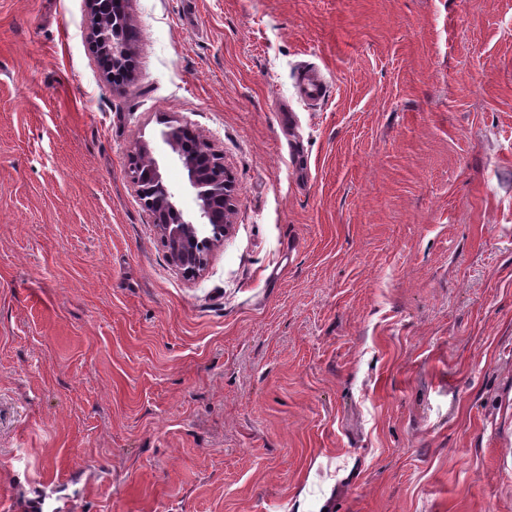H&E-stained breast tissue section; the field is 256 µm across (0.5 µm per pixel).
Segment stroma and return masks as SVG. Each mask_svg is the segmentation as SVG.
<instances>
[{"mask_svg":"<svg viewBox=\"0 0 512 512\" xmlns=\"http://www.w3.org/2000/svg\"><path fill=\"white\" fill-rule=\"evenodd\" d=\"M0 0V512H512V0ZM328 87L303 101L301 74ZM235 176L183 278L126 174ZM129 0H119L121 12L115 16L111 12L112 0H86L89 20V37L99 54L108 57L112 73L106 76L112 86L123 88L131 79L135 68L133 48L125 41L123 30L130 25Z\"/></svg>","mask_w":512,"mask_h":512,"instance_id":"35a3bbf8","label":"stroma"}]
</instances>
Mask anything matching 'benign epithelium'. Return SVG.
Returning a JSON list of instances; mask_svg holds the SVG:
<instances>
[{
  "label": "benign epithelium",
  "instance_id": "7a95c632",
  "mask_svg": "<svg viewBox=\"0 0 512 512\" xmlns=\"http://www.w3.org/2000/svg\"><path fill=\"white\" fill-rule=\"evenodd\" d=\"M128 2L119 0L121 12L116 16L111 12L112 0H86L89 37L98 53L108 57L112 72L107 77L118 89L129 82L135 68L134 50L123 36L131 20ZM164 141L186 173V186L196 199L195 213L181 208L177 192L165 181L163 165L148 145L132 152L127 174L172 266L191 279L205 269L211 252L229 231L228 215L235 207L233 177L224 156L206 138L194 142L168 130Z\"/></svg>",
  "mask_w": 512,
  "mask_h": 512
}]
</instances>
